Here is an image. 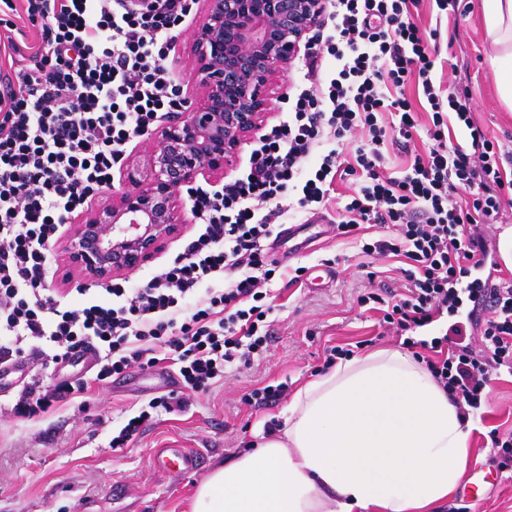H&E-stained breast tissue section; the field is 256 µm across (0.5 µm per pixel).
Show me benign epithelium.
Segmentation results:
<instances>
[{"instance_id":"obj_1","label":"benign epithelium","mask_w":512,"mask_h":512,"mask_svg":"<svg viewBox=\"0 0 512 512\" xmlns=\"http://www.w3.org/2000/svg\"><path fill=\"white\" fill-rule=\"evenodd\" d=\"M191 32L197 95L122 171L112 204L83 213L66 246L71 267L98 281L140 266L180 223L182 191L224 175L269 110L268 89L321 20L327 0H204Z\"/></svg>"}]
</instances>
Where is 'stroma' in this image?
I'll use <instances>...</instances> for the list:
<instances>
[{
    "label": "stroma",
    "instance_id": "35a3bbf8",
    "mask_svg": "<svg viewBox=\"0 0 512 512\" xmlns=\"http://www.w3.org/2000/svg\"><path fill=\"white\" fill-rule=\"evenodd\" d=\"M13 8L0 5V77L10 74L15 54H29L40 40L38 30L24 19L23 0ZM196 4L174 41L168 65L186 95H194V51L191 30L203 16ZM418 25L437 30L443 88L467 92L472 117L490 139L512 148V109L501 100L488 56L489 38L482 0H458L455 16L437 20L430 0H422ZM328 223L307 228L306 243L290 266L331 262L336 278L323 288L305 282L277 281L274 310L269 316L271 341L264 357L252 366L227 374L205 392L190 395L186 411L159 413L153 423L125 448L109 442L124 421L155 397L168 394L157 369L128 368L109 378L85 397L84 404L56 402L51 413L22 418L0 412V512H186L197 483L220 462L243 453L257 431L281 423L288 400L269 407L241 401L248 390L286 384L296 392L324 370L325 350L336 345L368 341L372 348L400 346L383 334L377 312L361 307V294L376 289L402 293L406 280L399 262L376 260L362 253L352 236L336 232L328 206ZM377 272L369 280L368 272ZM468 467L495 471L487 443L490 429L512 426V374L492 381L487 400L471 417ZM159 448H184L196 454L190 472H156L152 458ZM431 512H512V476L497 474L478 499L453 493Z\"/></svg>",
    "mask_w": 512,
    "mask_h": 512
}]
</instances>
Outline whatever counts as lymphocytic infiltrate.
I'll return each instance as SVG.
<instances>
[{"label": "lymphocytic infiltrate", "mask_w": 512, "mask_h": 512, "mask_svg": "<svg viewBox=\"0 0 512 512\" xmlns=\"http://www.w3.org/2000/svg\"><path fill=\"white\" fill-rule=\"evenodd\" d=\"M24 2L42 41L0 93V361L29 357L47 370L90 349L99 370L91 381L22 387L15 414L48 412L135 364H170L195 392L250 365L270 341L268 299L283 274L270 246L283 217L324 207L348 176L358 188L336 210L337 231L359 236L367 256L402 259L408 282L398 297L369 292L360 305H377L381 325L425 351L462 417L481 408L494 377L512 373V284L488 296L471 277L488 262L487 228L512 174L468 96L442 93L438 48L413 19L418 0H329L282 119L235 176L187 189L197 233L140 283L115 278L70 294L48 287L59 228L111 186L135 138L185 109L167 61L195 0ZM452 121L465 141L452 140ZM421 127L428 148L387 173V146L406 148ZM367 224L387 231L363 237ZM445 314L447 335L416 338ZM183 408L177 397L151 399L111 448L154 414Z\"/></svg>", "instance_id": "f902f5d3"}]
</instances>
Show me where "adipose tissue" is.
Instances as JSON below:
<instances>
[{
  "label": "adipose tissue",
  "instance_id": "adipose-tissue-1",
  "mask_svg": "<svg viewBox=\"0 0 512 512\" xmlns=\"http://www.w3.org/2000/svg\"><path fill=\"white\" fill-rule=\"evenodd\" d=\"M484 20L512 107V0H484ZM470 435L422 361L381 348L300 388L280 427L215 467L188 512H425L463 481Z\"/></svg>",
  "mask_w": 512,
  "mask_h": 512
}]
</instances>
